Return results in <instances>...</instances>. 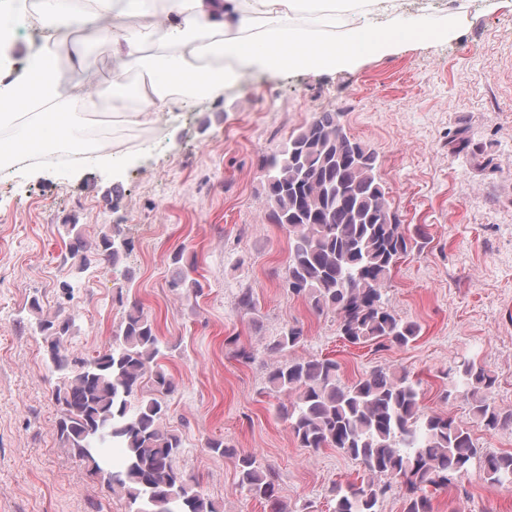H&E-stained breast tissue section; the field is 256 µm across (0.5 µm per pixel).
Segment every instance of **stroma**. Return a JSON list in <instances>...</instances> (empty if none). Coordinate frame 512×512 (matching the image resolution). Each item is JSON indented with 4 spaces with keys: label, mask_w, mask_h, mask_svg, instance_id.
<instances>
[{
    "label": "stroma",
    "mask_w": 512,
    "mask_h": 512,
    "mask_svg": "<svg viewBox=\"0 0 512 512\" xmlns=\"http://www.w3.org/2000/svg\"><path fill=\"white\" fill-rule=\"evenodd\" d=\"M404 10L453 31L344 69L255 70L155 122H105L110 143L88 157L64 166L19 157L0 169V512H127L56 441L58 375L36 322L73 316L70 350L93 355L135 301L170 346L161 365L177 384L169 403L184 443L179 465L224 512L264 506L238 489L234 457L207 451L210 438L270 470L285 512H330L333 485L363 475L340 450L298 447L280 412L287 398L269 383L277 357L267 345L296 323L306 338L293 357L336 358L345 382L380 366L406 370L424 413L453 416L483 452L512 453V428L486 431L464 398L445 396L473 360L496 378L495 405L512 411V0H407ZM74 39L90 42L84 76L96 81L85 128L113 100L112 41L86 28ZM323 111L377 153L391 209L413 232L385 295L393 314L421 327L407 347L349 345L334 314L316 315L285 286L288 230L266 216L262 160ZM461 128L489 166L450 152ZM71 222L91 245L120 225L133 249L119 265H91L68 300L61 231ZM180 249L197 257L198 295L169 286ZM245 290L256 302L248 312L238 305ZM239 348L252 360L236 357ZM433 506L512 512V484H491L476 458Z\"/></svg>",
    "instance_id": "1"
}]
</instances>
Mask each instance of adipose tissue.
<instances>
[{
	"label": "adipose tissue",
	"mask_w": 512,
	"mask_h": 512,
	"mask_svg": "<svg viewBox=\"0 0 512 512\" xmlns=\"http://www.w3.org/2000/svg\"><path fill=\"white\" fill-rule=\"evenodd\" d=\"M80 13L73 0H39L43 19L40 42L27 56L23 80L0 86V166L19 154L48 147L78 125L74 112H39L34 123L13 109L29 93L51 99L58 88L54 60L66 43L73 22L112 23V85L118 96L129 87L127 75L140 69L147 81L135 89L138 118L150 121L160 113L184 110L193 100L187 89L216 96L227 81L242 78L252 67L278 73L317 72L344 68L392 47L424 44L445 32L424 16L404 18L402 0H93ZM179 18L160 32L158 11ZM386 15L378 23L376 15ZM154 58H146L147 49Z\"/></svg>",
	"instance_id": "obj_1"
}]
</instances>
